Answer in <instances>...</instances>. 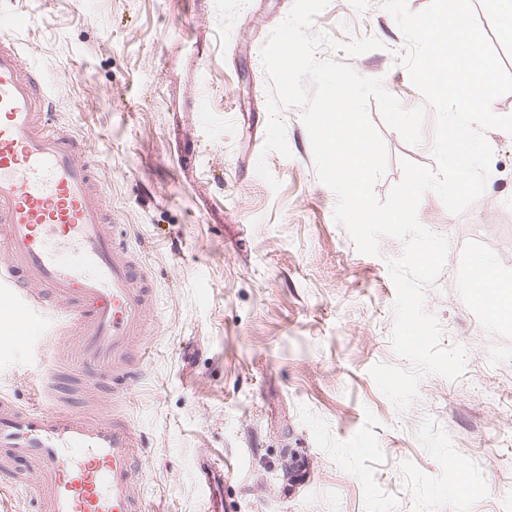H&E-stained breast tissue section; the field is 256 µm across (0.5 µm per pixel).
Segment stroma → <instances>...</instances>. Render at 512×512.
<instances>
[{"instance_id":"stroma-1","label":"stroma","mask_w":512,"mask_h":512,"mask_svg":"<svg viewBox=\"0 0 512 512\" xmlns=\"http://www.w3.org/2000/svg\"><path fill=\"white\" fill-rule=\"evenodd\" d=\"M477 20L512 73V31L496 0ZM293 0H0L46 82L56 122L89 140L114 223L153 276V330L123 410L145 442L151 512H210L198 462L227 463L224 512H512V324L472 301L465 272L492 264L512 286V134L486 130L491 174L461 213L431 192L420 223L449 240L426 291L441 344L466 347L464 372L431 375L399 411L378 389V363L407 368L391 346L402 241L360 254L335 223L299 110L290 157L263 154L268 113L261 48ZM312 31L379 49L320 61L379 77L407 108L424 98L402 62L403 35L383 0H329ZM367 113L388 155L374 183L386 201L401 159L432 165L436 112L412 147ZM265 159L280 181L257 173ZM48 327L0 344V396L34 402ZM474 491L457 501L460 477Z\"/></svg>"}]
</instances>
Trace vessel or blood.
Listing matches in <instances>:
<instances>
[{"label": "vessel or blood", "mask_w": 512, "mask_h": 512, "mask_svg": "<svg viewBox=\"0 0 512 512\" xmlns=\"http://www.w3.org/2000/svg\"><path fill=\"white\" fill-rule=\"evenodd\" d=\"M0 17V317L12 341L56 318L76 336L79 368L56 358L37 402L0 398V479L8 464L37 460L27 490L38 512H146L141 436L119 398L75 411L66 387L130 389L135 337L152 322L150 276L113 223L94 176L89 141L53 125L46 91Z\"/></svg>", "instance_id": "b4317fda"}]
</instances>
